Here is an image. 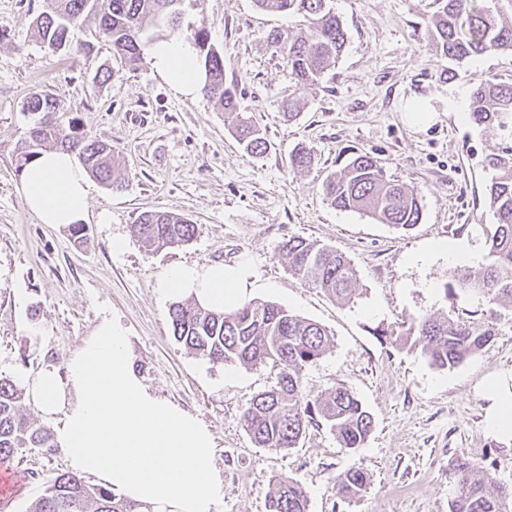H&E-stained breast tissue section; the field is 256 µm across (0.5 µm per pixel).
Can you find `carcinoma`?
Listing matches in <instances>:
<instances>
[{
  "label": "carcinoma",
  "mask_w": 512,
  "mask_h": 512,
  "mask_svg": "<svg viewBox=\"0 0 512 512\" xmlns=\"http://www.w3.org/2000/svg\"><path fill=\"white\" fill-rule=\"evenodd\" d=\"M180 0H47L46 10L33 21L41 41L52 52L68 46L69 29L88 17L99 20V30L112 45V54L134 66L142 60L141 41L151 30L179 27ZM332 0H254L264 11L296 15L305 30L294 34L275 30L270 42L285 55L291 75L301 88L315 86L342 54L347 33L331 6ZM429 18L432 51L452 61L490 51H512V13L493 11L480 0H435ZM199 52L204 71L201 93L219 104L235 124L239 143L251 156L267 150L266 138L238 112L237 89L224 82V53L211 43L203 26L186 34ZM23 110L41 115L29 138L18 147V161L25 166L40 150L51 147L79 157L86 170L112 188V146L89 138L77 123L56 121L55 98L36 93ZM469 118L477 125L493 126L512 134V83L488 81L471 95ZM490 174L489 204L497 227L489 244V261L454 278L449 290H467L493 305L478 318L455 320L426 314L395 334V340L422 346L431 365L451 370L479 353L497 335L500 320L496 307H512V158L486 157ZM330 204L341 210L370 215L381 224L409 231L421 221L420 191L389 179L379 161L364 153L353 154L340 172L323 184ZM138 236L158 248L191 241L198 225L171 212L139 217ZM291 273L340 299H351L357 274L344 254L301 237L282 243ZM174 338L188 350L213 363L256 366L272 364L279 370L276 385L257 394L244 420L252 441L261 448L296 447L310 424L322 422L336 435L341 447L355 450L372 432L373 420L363 403L339 385L311 396L304 391L301 373L331 344L319 324L268 302L248 303L232 312L214 311L194 303L176 302L169 309ZM23 392L0 378V462L22 448H53L54 439L43 427L19 413ZM451 471L457 476L448 512H512V488L492 486L487 469L469 459H459ZM369 476L360 467L342 473L338 493L354 497L364 491ZM27 512H138L137 505L104 486H89L76 474L62 473L44 482L43 493ZM268 512H308L305 490L280 478L268 500Z\"/></svg>",
  "instance_id": "obj_1"
}]
</instances>
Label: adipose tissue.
Segmentation results:
<instances>
[{
    "label": "adipose tissue",
    "mask_w": 512,
    "mask_h": 512,
    "mask_svg": "<svg viewBox=\"0 0 512 512\" xmlns=\"http://www.w3.org/2000/svg\"><path fill=\"white\" fill-rule=\"evenodd\" d=\"M147 54L178 93L200 89L203 75L190 41L159 39ZM20 190L40 223L67 226L87 216L90 183L73 153L42 151L24 167ZM245 276L243 268L220 263L179 267L162 289L232 311L245 301ZM67 371L64 383L54 370H44L30 394L44 415L56 416L57 442L75 471L100 478L139 512H217L224 481L210 466L213 435L194 416L145 389L119 320L103 318L69 358Z\"/></svg>",
    "instance_id": "1"
}]
</instances>
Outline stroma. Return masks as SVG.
Returning <instances> with one entry per match:
<instances>
[{"label":"stroma","mask_w":512,"mask_h":512,"mask_svg":"<svg viewBox=\"0 0 512 512\" xmlns=\"http://www.w3.org/2000/svg\"><path fill=\"white\" fill-rule=\"evenodd\" d=\"M46 0H0V378L19 387L67 361L102 317L128 330L144 386L195 416L214 436L212 468L224 480L218 512H267L276 478L302 485L308 512H448L456 458L486 466L512 485V434L488 424L491 382L512 388V311L499 334L451 370L433 367L421 347L397 344L389 331L425 314L466 320L486 303L455 290L454 275L485 262L496 230L485 158L512 148L498 129L460 121L473 90L512 83V52L460 62L429 47L433 0H333L347 44L323 82L297 89L283 54L267 36L300 21L255 7L253 0H182L180 32L203 26L224 54V80L261 129L265 154L247 155L225 115L202 93L174 91L149 59L128 67L89 18L52 53L33 20ZM110 71L105 83L95 75ZM49 91L60 122L78 119L108 142L123 183L115 191L91 180L85 236L42 224L20 192L16 148L35 121L23 110ZM300 101L295 119L282 104ZM305 149L312 166L289 157ZM378 159L387 175L421 191L419 224L401 232L332 207L322 184L351 152ZM179 214L199 227L188 244L155 250L140 239L141 214ZM299 236L346 255L357 270L351 300H336L288 269L283 241ZM122 249H113V242ZM247 266L245 298L270 302L323 326L326 352L302 372L313 395L341 384L373 417L362 448H341L325 424L309 426L297 448L256 446L243 413L277 382L272 365L215 364L172 334L170 297L160 284L178 266ZM362 467L369 484L353 498L336 487L340 473ZM10 466L24 482L6 512H27L43 479L69 472L62 450L25 448Z\"/></svg>","instance_id":"stroma-1"}]
</instances>
